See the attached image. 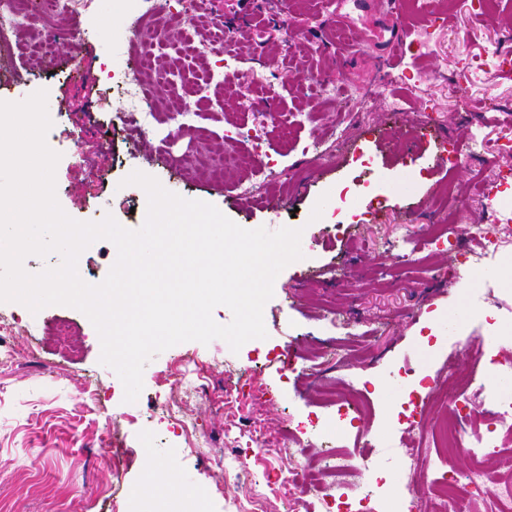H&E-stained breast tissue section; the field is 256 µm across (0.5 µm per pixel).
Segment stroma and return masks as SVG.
<instances>
[{
	"label": "stroma",
	"instance_id": "1",
	"mask_svg": "<svg viewBox=\"0 0 512 512\" xmlns=\"http://www.w3.org/2000/svg\"><path fill=\"white\" fill-rule=\"evenodd\" d=\"M29 31L0 46V98L19 102L48 92V109L58 115L47 144L61 158L56 198L79 221L113 216L128 229L140 228L147 209L145 191L125 184L133 171L159 180L184 198L216 206L245 229L282 227L302 231L303 257L276 277L263 311L267 339L251 340L232 352L221 339L184 342L154 357L144 368L136 402L124 400L115 372L100 364L99 336L81 311L50 305L31 312L17 302H0V313L20 323L8 341L10 363L0 365V512H172L170 496L134 495L146 484V459L168 466L173 479L204 491L206 512H240L261 496L268 512H287L276 487L254 483L225 467V431L263 433L265 450L256 468L290 459L294 447H310L312 461L341 453L358 470L332 493L359 497L373 491L383 512H403L406 497L425 496L421 466L432 471L464 469L428 452L410 468L397 448L407 436L399 414L407 394L441 380L447 359L467 368L471 350L464 337L493 335L496 351L512 357V251L491 266H480L476 281L465 280L453 251L408 257L400 246L407 229L422 224L438 184L454 176L459 195L469 198V222L453 236L468 245L472 225L486 214L476 176L484 166L469 161L448 173L439 141L466 145L479 114L487 140L512 137V76L489 71L479 83L453 89L448 78L460 53L480 60L485 48L512 33V0H498L490 23H474L470 0H455L446 24L430 37L425 56L406 55L401 66L382 68L378 43L389 19L384 5L367 0H206L204 18H186L168 28L158 56L167 62L165 80L149 96L163 102L200 76L191 45H210L212 68L234 72L233 84L201 87L190 97L197 115L169 143L141 137L120 122L107 73L137 67L139 46L132 29L139 12L131 0H93L91 7L64 17L44 14L39 0H27ZM347 20L354 45L342 55L322 53L337 19ZM222 25L241 47L225 59L223 41L212 36ZM59 32L48 53L23 51L40 31ZM305 40L294 38L295 31ZM411 77L402 88L400 72ZM321 73L347 85L348 94L321 97L307 82ZM404 93L406 109H392L391 94ZM269 103L261 143L241 135L252 125L254 100ZM434 120L417 124L425 108ZM305 112L303 127L290 126ZM419 147L403 162V146ZM233 147L243 157L223 180H214L215 154ZM253 187L240 192L241 180ZM369 201L371 192L390 195L389 208L353 223L338 201L340 190ZM332 212H325L323 199ZM117 257L106 240L84 250L80 278L102 282ZM487 311L469 317L468 299ZM459 315L457 337L442 333ZM67 322L69 340L60 344L51 325ZM208 362V389L183 400L186 416L207 438V456L188 448L163 411L181 398L172 373L180 354ZM366 386L370 412L364 420L341 416L322 401L324 389L344 383ZM235 401L225 406V394ZM339 418L335 440L323 443L309 430L317 418ZM372 445L368 467L358 450Z\"/></svg>",
	"mask_w": 512,
	"mask_h": 512
}]
</instances>
